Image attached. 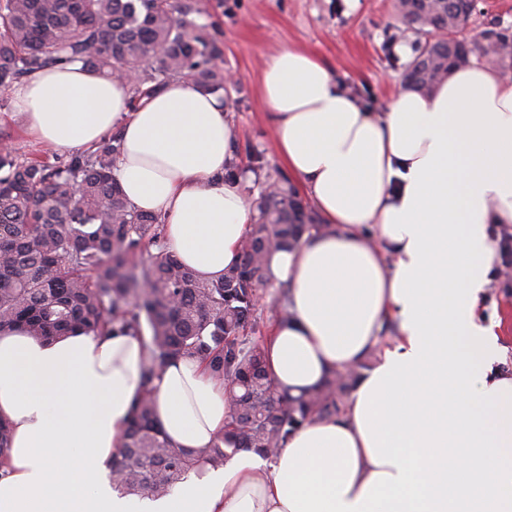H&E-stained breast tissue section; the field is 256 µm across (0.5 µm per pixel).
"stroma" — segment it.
<instances>
[{"instance_id": "obj_1", "label": "stroma", "mask_w": 512, "mask_h": 512, "mask_svg": "<svg viewBox=\"0 0 512 512\" xmlns=\"http://www.w3.org/2000/svg\"><path fill=\"white\" fill-rule=\"evenodd\" d=\"M207 21L224 50V69L236 83L227 85L224 100L239 142L236 162L250 167L260 157L265 177L244 185L249 204H257L266 176L284 167L264 120L260 81L264 65L278 49L292 45L325 60L337 79L372 111H383L401 86L409 56L399 51L393 35L401 25L396 0H203ZM26 153L43 150L26 130L13 103L0 106V145ZM502 261L485 293L487 319L500 323L509 347L501 367L512 371V279L505 278Z\"/></svg>"}]
</instances>
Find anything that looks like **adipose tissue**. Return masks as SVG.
Returning a JSON list of instances; mask_svg holds the SVG:
<instances>
[{"instance_id":"adipose-tissue-1","label":"adipose tissue","mask_w":512,"mask_h":512,"mask_svg":"<svg viewBox=\"0 0 512 512\" xmlns=\"http://www.w3.org/2000/svg\"><path fill=\"white\" fill-rule=\"evenodd\" d=\"M276 151L327 229L272 252L289 316L265 342L292 395L373 358L340 417L303 426L273 457L244 451L163 496H125L119 455L149 360L146 338L82 331L0 334V512H512V374L480 306L493 281L494 224H512V83L471 62L431 94L400 89L382 113L296 46L261 77ZM14 105L63 151L118 130L114 175L195 275L223 277L251 222L224 96L187 79L139 107L127 84L73 63L31 74ZM155 419L172 443L222 436L224 380L195 359L165 365Z\"/></svg>"}]
</instances>
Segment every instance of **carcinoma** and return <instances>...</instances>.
<instances>
[{
    "instance_id": "obj_1",
    "label": "carcinoma",
    "mask_w": 512,
    "mask_h": 512,
    "mask_svg": "<svg viewBox=\"0 0 512 512\" xmlns=\"http://www.w3.org/2000/svg\"><path fill=\"white\" fill-rule=\"evenodd\" d=\"M476 8L474 0H397L401 35L415 44L407 83L428 92L476 52L512 69V30L493 22L472 42L460 38ZM206 15L200 0H0V102L32 73L74 62L129 84L135 108L177 79L219 92L224 52L201 21ZM120 149L115 133L65 162L51 151L0 152V332L37 340L76 330L149 332L151 364L111 479L127 494L163 496L197 464L154 422L165 364L196 357L228 381L225 433L204 455L222 466L243 449L275 455L304 424L339 415L372 357L297 399L279 393L256 335L266 259L327 225L287 178L269 180L239 262L218 280L200 281L165 247L164 218L126 199L113 173Z\"/></svg>"
}]
</instances>
